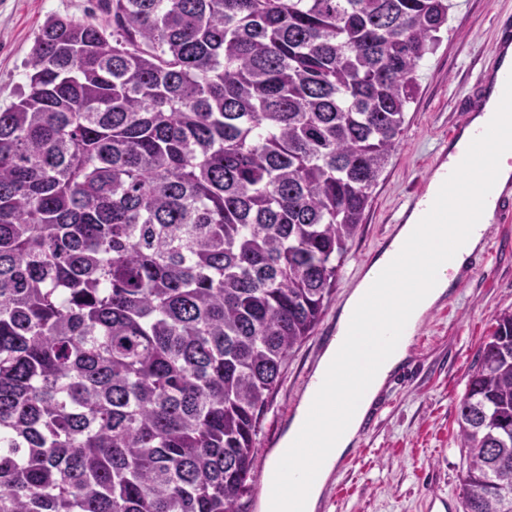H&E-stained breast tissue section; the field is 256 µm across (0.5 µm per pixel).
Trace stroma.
<instances>
[{
  "label": "stroma",
  "instance_id": "1",
  "mask_svg": "<svg viewBox=\"0 0 512 512\" xmlns=\"http://www.w3.org/2000/svg\"><path fill=\"white\" fill-rule=\"evenodd\" d=\"M448 35L418 68L417 100L400 145L373 192V203L344 254L332 299L312 336L291 353L281 384L259 421L257 463L266 465L288 431L305 392L303 379L330 344L341 307L370 264L404 221L408 199L419 191L448 150V133L465 127L464 102L493 63L500 20L512 17V0H452ZM91 0H0V107L15 101L25 83L24 63L47 15L85 18ZM495 255L487 267L452 288L435 305L402 366V386L390 396L370 434L334 470L316 512H428L435 491L457 499L466 469L457 440L456 405L495 317L512 310V223L492 224Z\"/></svg>",
  "mask_w": 512,
  "mask_h": 512
}]
</instances>
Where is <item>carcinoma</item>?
Segmentation results:
<instances>
[{"label": "carcinoma", "mask_w": 512, "mask_h": 512, "mask_svg": "<svg viewBox=\"0 0 512 512\" xmlns=\"http://www.w3.org/2000/svg\"><path fill=\"white\" fill-rule=\"evenodd\" d=\"M450 8L45 19L0 110V512H239ZM456 413L464 512H512V311Z\"/></svg>", "instance_id": "1"}]
</instances>
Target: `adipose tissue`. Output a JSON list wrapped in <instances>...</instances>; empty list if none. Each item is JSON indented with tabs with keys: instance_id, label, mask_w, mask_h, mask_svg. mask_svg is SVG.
Masks as SVG:
<instances>
[{
	"instance_id": "adipose-tissue-1",
	"label": "adipose tissue",
	"mask_w": 512,
	"mask_h": 512,
	"mask_svg": "<svg viewBox=\"0 0 512 512\" xmlns=\"http://www.w3.org/2000/svg\"><path fill=\"white\" fill-rule=\"evenodd\" d=\"M491 125L497 135L481 158L460 161L455 195L445 192L442 173H435L430 216L408 217L341 309L336 339L318 370L332 388L306 392L281 448L274 451L288 462L271 476L274 494H303L304 512H315L334 464L352 448L389 375L406 359L412 332L481 246L483 231L471 223L477 204L493 201L512 182V112L475 113L458 140L467 142L474 130ZM402 242L413 249L401 256L397 246Z\"/></svg>"
}]
</instances>
